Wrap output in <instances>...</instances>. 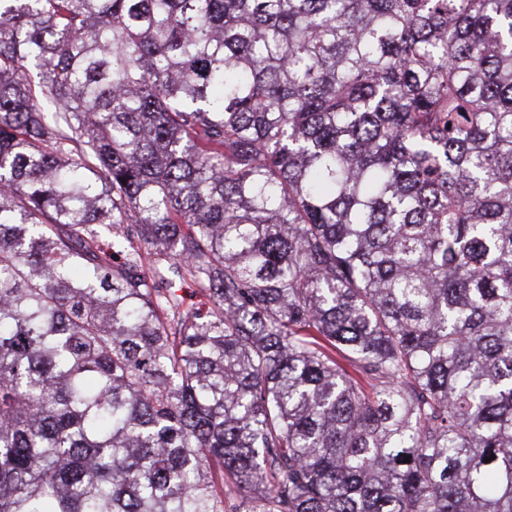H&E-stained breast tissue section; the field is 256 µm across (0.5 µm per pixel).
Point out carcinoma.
<instances>
[{"instance_id":"cac0c4a2","label":"carcinoma","mask_w":512,"mask_h":512,"mask_svg":"<svg viewBox=\"0 0 512 512\" xmlns=\"http://www.w3.org/2000/svg\"><path fill=\"white\" fill-rule=\"evenodd\" d=\"M0 512H512V0H0Z\"/></svg>"}]
</instances>
